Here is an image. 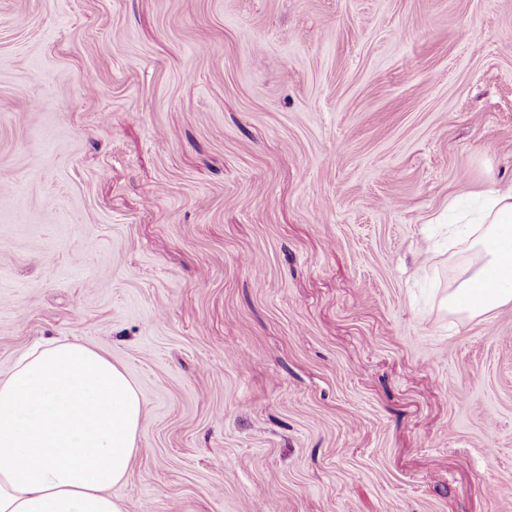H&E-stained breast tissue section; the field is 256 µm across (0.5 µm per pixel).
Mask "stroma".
<instances>
[{
  "instance_id": "1",
  "label": "stroma",
  "mask_w": 512,
  "mask_h": 512,
  "mask_svg": "<svg viewBox=\"0 0 512 512\" xmlns=\"http://www.w3.org/2000/svg\"><path fill=\"white\" fill-rule=\"evenodd\" d=\"M511 184L512 0H0V378L126 369L125 512H512ZM477 195L478 207L457 232L472 259L460 269L443 303L449 313L487 319L512 305V187Z\"/></svg>"
}]
</instances>
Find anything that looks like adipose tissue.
Wrapping results in <instances>:
<instances>
[{"label": "adipose tissue", "instance_id": "ef3b65f1", "mask_svg": "<svg viewBox=\"0 0 512 512\" xmlns=\"http://www.w3.org/2000/svg\"><path fill=\"white\" fill-rule=\"evenodd\" d=\"M458 233L471 260L443 300L454 314L489 318L512 305V189L488 190ZM145 404L107 356L51 341L0 379V512H124Z\"/></svg>", "mask_w": 512, "mask_h": 512}]
</instances>
